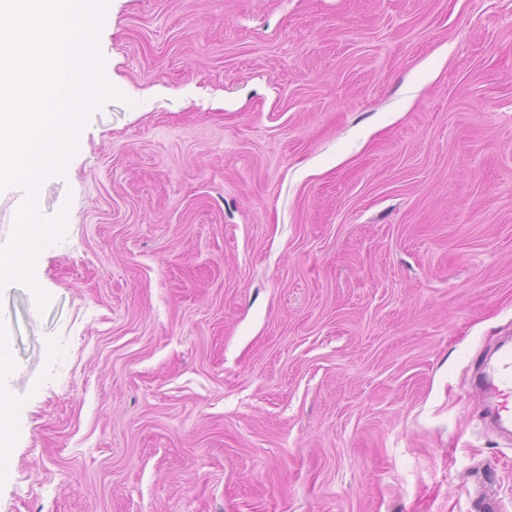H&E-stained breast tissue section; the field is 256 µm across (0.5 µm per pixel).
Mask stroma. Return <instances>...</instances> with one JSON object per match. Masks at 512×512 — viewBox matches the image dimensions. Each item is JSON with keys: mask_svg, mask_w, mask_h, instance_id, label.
I'll list each match as a JSON object with an SVG mask.
<instances>
[{"mask_svg": "<svg viewBox=\"0 0 512 512\" xmlns=\"http://www.w3.org/2000/svg\"><path fill=\"white\" fill-rule=\"evenodd\" d=\"M99 49L0 512H512V0H109ZM479 390L495 400V410L500 422L512 421V350L501 352L496 366L478 383Z\"/></svg>", "mask_w": 512, "mask_h": 512, "instance_id": "stroma-1", "label": "stroma"}]
</instances>
